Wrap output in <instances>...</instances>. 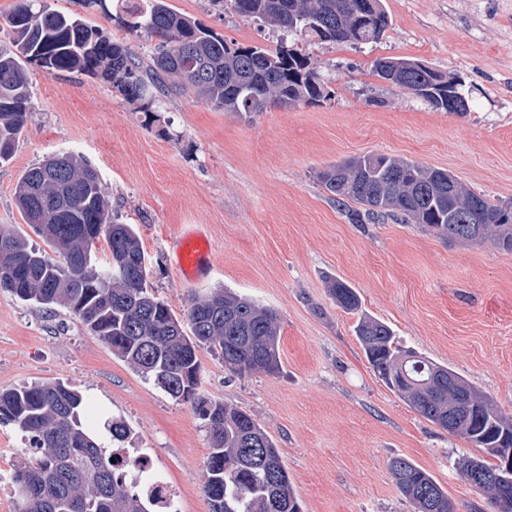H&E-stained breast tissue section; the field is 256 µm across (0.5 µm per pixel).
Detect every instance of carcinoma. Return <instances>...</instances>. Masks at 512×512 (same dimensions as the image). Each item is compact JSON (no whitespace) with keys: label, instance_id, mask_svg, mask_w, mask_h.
Returning <instances> with one entry per match:
<instances>
[{"label":"carcinoma","instance_id":"carcinoma-1","mask_svg":"<svg viewBox=\"0 0 512 512\" xmlns=\"http://www.w3.org/2000/svg\"><path fill=\"white\" fill-rule=\"evenodd\" d=\"M243 19L322 43L367 45L390 26L382 0H231ZM116 18L131 35L157 40L149 61L101 29L52 7L22 0L5 19L12 47H0V165L11 161L32 110L25 64L46 71L102 77L149 112L172 90L194 91L226 112L314 105L328 96L294 48L274 50L228 44L167 0H117ZM372 74L451 111L448 92L468 111L458 83L408 58L374 61ZM322 187L352 224L387 218L421 224L452 240L490 243L512 252V203L492 202L468 190L446 170L387 155L346 159L319 171ZM15 202L25 223L49 250H36L11 224L0 225V294L47 310L64 307L112 353L150 377L171 397L190 402L205 421L210 454L204 490L211 512H302L276 444L249 414L206 397L197 352L216 353L233 373L275 375L281 367L276 311L228 290L193 297L178 317L148 290L146 258L130 224L110 215L98 171L72 153L52 155L19 179ZM467 217L456 236L448 214ZM105 238L111 259L99 265L96 244ZM346 312L362 307L355 289L327 283ZM356 336L374 373L420 416L480 448L459 462L462 476L495 479L478 492L512 512V417L451 368L405 349L392 329L363 314ZM0 423L23 434L25 461L11 472L15 512H150L130 494L101 443L128 433L122 420L101 421L83 394L60 382L0 390ZM413 512H456L452 499L427 470L405 457L389 463Z\"/></svg>","mask_w":512,"mask_h":512}]
</instances>
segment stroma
Wrapping results in <instances>:
<instances>
[{
  "label": "stroma",
  "mask_w": 512,
  "mask_h": 512,
  "mask_svg": "<svg viewBox=\"0 0 512 512\" xmlns=\"http://www.w3.org/2000/svg\"><path fill=\"white\" fill-rule=\"evenodd\" d=\"M168 2L229 43L273 47L282 37L228 5ZM382 3L391 24L380 41L305 45L328 96L291 110L237 115L188 92L160 97L146 112L102 78L29 64L33 110L0 166V224L42 246L15 186L46 157L83 155L113 215L135 228L148 284L175 315L193 294L219 288L279 314L280 373L236 375L203 348L201 389L271 436L303 512H411L389 470L397 456L428 470L457 512H493L457 465L477 447L421 417L374 374L355 335L360 314L336 306L327 281L347 282L361 314L512 416V252L392 219L348 223L317 174L382 153L448 170L492 201L512 200V0ZM381 57L456 77L468 112L435 109L378 80L371 68ZM186 224L206 225L213 251L211 273L192 288L173 253ZM58 380L104 418L126 420L127 447L150 450L180 489L183 512H210L209 442L191 403L170 398L65 309L0 294V389Z\"/></svg>",
  "instance_id": "1"
}]
</instances>
